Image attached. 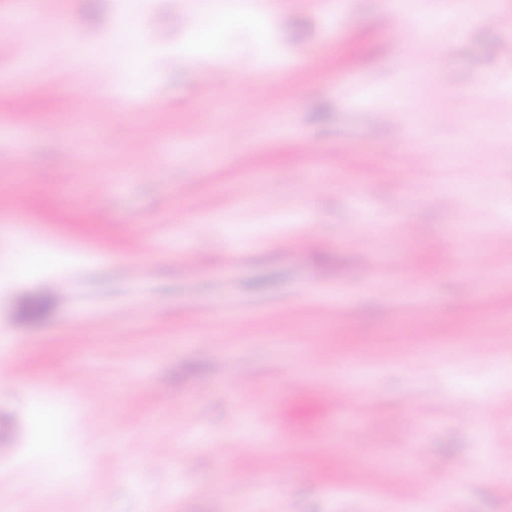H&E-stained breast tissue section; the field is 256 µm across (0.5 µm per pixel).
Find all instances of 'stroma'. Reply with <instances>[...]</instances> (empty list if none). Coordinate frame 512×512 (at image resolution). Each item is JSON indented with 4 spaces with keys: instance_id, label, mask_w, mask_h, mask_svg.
Segmentation results:
<instances>
[{
    "instance_id": "stroma-1",
    "label": "stroma",
    "mask_w": 512,
    "mask_h": 512,
    "mask_svg": "<svg viewBox=\"0 0 512 512\" xmlns=\"http://www.w3.org/2000/svg\"><path fill=\"white\" fill-rule=\"evenodd\" d=\"M226 2L267 21L208 57L182 51L207 0L131 18L125 0H39L70 37L0 55V263L55 255L0 278V512H71L86 485L90 512H394L438 483L454 491L434 512H512V0L492 22L422 0L431 54L385 0L329 22ZM254 56L267 68L236 98L221 62ZM480 77L486 110L465 92ZM463 188L465 209L428 202ZM365 253L384 279L360 276ZM36 298L47 314L25 317ZM141 387L158 400L127 414ZM450 400L482 412L462 423ZM38 405L53 468L32 452ZM52 259L51 253L22 252L10 267V272L14 277H23L28 270L35 266H40Z\"/></svg>"
}]
</instances>
